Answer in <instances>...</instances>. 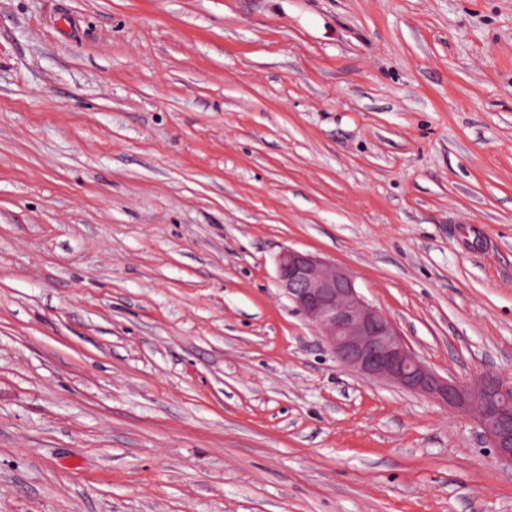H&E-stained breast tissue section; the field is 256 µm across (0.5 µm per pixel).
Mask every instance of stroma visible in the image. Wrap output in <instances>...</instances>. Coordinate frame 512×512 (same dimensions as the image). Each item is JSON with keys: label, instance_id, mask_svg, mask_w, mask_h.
<instances>
[{"label": "stroma", "instance_id": "35a3bbf8", "mask_svg": "<svg viewBox=\"0 0 512 512\" xmlns=\"http://www.w3.org/2000/svg\"><path fill=\"white\" fill-rule=\"evenodd\" d=\"M286 248L512 376V0H0V512H512Z\"/></svg>", "mask_w": 512, "mask_h": 512}]
</instances>
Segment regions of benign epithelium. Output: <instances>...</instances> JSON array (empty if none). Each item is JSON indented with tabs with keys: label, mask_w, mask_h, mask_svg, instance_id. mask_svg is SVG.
Returning a JSON list of instances; mask_svg holds the SVG:
<instances>
[{
	"label": "benign epithelium",
	"mask_w": 512,
	"mask_h": 512,
	"mask_svg": "<svg viewBox=\"0 0 512 512\" xmlns=\"http://www.w3.org/2000/svg\"><path fill=\"white\" fill-rule=\"evenodd\" d=\"M277 285L344 367L472 416L495 459L512 468L511 376L486 372L464 382L440 375L410 349L391 318L364 298L347 270L311 253L283 250Z\"/></svg>",
	"instance_id": "benign-epithelium-1"
}]
</instances>
